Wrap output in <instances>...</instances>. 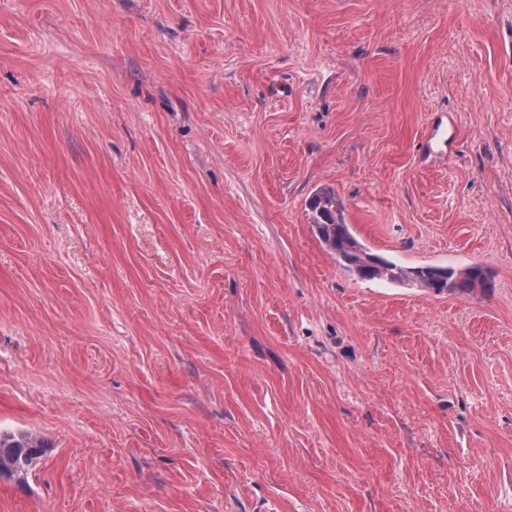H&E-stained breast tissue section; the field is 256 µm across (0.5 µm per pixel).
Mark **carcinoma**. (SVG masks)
<instances>
[{"label":"carcinoma","instance_id":"obj_1","mask_svg":"<svg viewBox=\"0 0 512 512\" xmlns=\"http://www.w3.org/2000/svg\"><path fill=\"white\" fill-rule=\"evenodd\" d=\"M313 227L320 243L334 257L338 267L360 281H387L398 286L423 288L436 294H465L490 284V272L472 266L457 273L441 266L402 267L394 261L372 252L353 233L346 220L342 198L331 188H321L308 201ZM43 442L26 434L0 436V478H27L36 460L45 451Z\"/></svg>","mask_w":512,"mask_h":512}]
</instances>
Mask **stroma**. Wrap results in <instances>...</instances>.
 I'll list each match as a JSON object with an SVG mask.
<instances>
[{"label": "stroma", "instance_id": "1", "mask_svg": "<svg viewBox=\"0 0 512 512\" xmlns=\"http://www.w3.org/2000/svg\"><path fill=\"white\" fill-rule=\"evenodd\" d=\"M19 431L0 512H512V0H0ZM313 227L320 243L334 257L338 267L360 281H387L398 286L423 288L436 294H466L475 288H487L490 272L480 266L463 272L441 266L402 267L372 252L353 233L346 220V207L332 188H321L308 201ZM378 259L379 265L373 260ZM376 270L377 272L373 271ZM43 442L33 441L26 434L0 436V478L24 481L45 451Z\"/></svg>", "mask_w": 512, "mask_h": 512}]
</instances>
